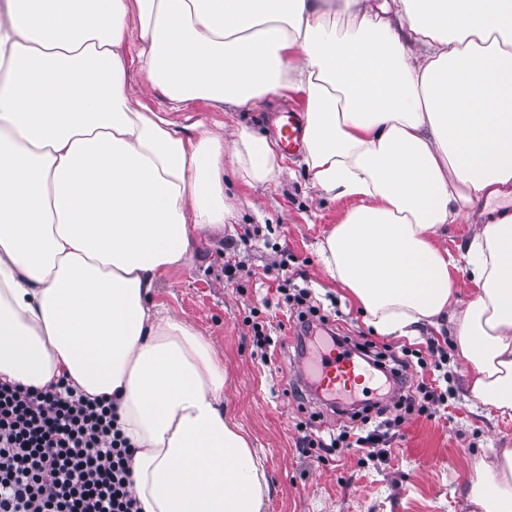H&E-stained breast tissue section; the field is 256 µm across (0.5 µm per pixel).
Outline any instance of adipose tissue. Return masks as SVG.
<instances>
[{
  "label": "adipose tissue",
  "instance_id": "ef3b65f1",
  "mask_svg": "<svg viewBox=\"0 0 512 512\" xmlns=\"http://www.w3.org/2000/svg\"><path fill=\"white\" fill-rule=\"evenodd\" d=\"M133 38L172 109L304 95L310 183L352 203L318 245L327 278L381 335L450 319L470 399L512 418V215L462 257L437 243L512 185V0H0V381L115 399L142 512H264L223 365L153 296L223 228L225 168L284 169L247 128L189 136L136 100ZM466 498L512 512V448ZM136 47V42H133L125 48V78L128 87L135 93L144 89L147 85L145 75L139 68Z\"/></svg>",
  "mask_w": 512,
  "mask_h": 512
}]
</instances>
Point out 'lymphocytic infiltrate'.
Returning <instances> with one entry per match:
<instances>
[{"instance_id": "obj_1", "label": "lymphocytic infiltrate", "mask_w": 512, "mask_h": 512, "mask_svg": "<svg viewBox=\"0 0 512 512\" xmlns=\"http://www.w3.org/2000/svg\"><path fill=\"white\" fill-rule=\"evenodd\" d=\"M295 315L297 339L316 345L315 329L327 325L309 289L285 297ZM336 346H353L391 386L388 402H368L351 412L348 425L328 439H307L308 448L369 452L383 429L405 416L431 415L442 395L427 381L411 383V350L378 349L368 337L328 334ZM395 418H387L388 409ZM135 449L124 436L112 401L87 400L73 391L39 390L0 383V512H142L133 489Z\"/></svg>"}]
</instances>
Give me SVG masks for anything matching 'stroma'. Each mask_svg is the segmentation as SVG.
I'll list each match as a JSON object with an SVG mask.
<instances>
[{
	"mask_svg": "<svg viewBox=\"0 0 512 512\" xmlns=\"http://www.w3.org/2000/svg\"><path fill=\"white\" fill-rule=\"evenodd\" d=\"M126 82L142 92L155 112H170L182 125L203 121L214 131L244 127L272 137L278 113L305 111L302 94L285 92L258 106L216 111L202 99L171 110L160 93L145 94V76L135 46L125 49ZM278 182L251 187L224 172V195L232 209L220 232L208 234L191 262L163 274L154 300L166 314L188 321L214 347L224 366V411L249 438L262 460L269 495L265 512H470L466 490L475 460L492 459L497 448H512V419L477 407L467 393V367L452 346L450 325L422 327L417 339L374 336L345 290L321 274L317 245L339 223L350 203L313 188L301 156L284 158ZM512 193L481 199L468 224L446 225L437 239L459 254L479 223L505 212ZM287 271L272 266L279 256ZM234 265L227 277L225 265ZM311 289L323 313L334 317L345 336H372L377 344L424 348L438 343L443 361L438 386L446 399L435 417L413 416L390 431L381 453L361 459L357 449L322 458L299 446L301 421L314 419V434L324 435L341 420L312 378H304L311 397L297 404L287 393L280 365L295 358L296 336L279 329L287 306L277 291L284 278ZM265 323L267 350L252 344V317Z\"/></svg>",
	"mask_w": 512,
	"mask_h": 512,
	"instance_id": "1",
	"label": "stroma"
}]
</instances>
